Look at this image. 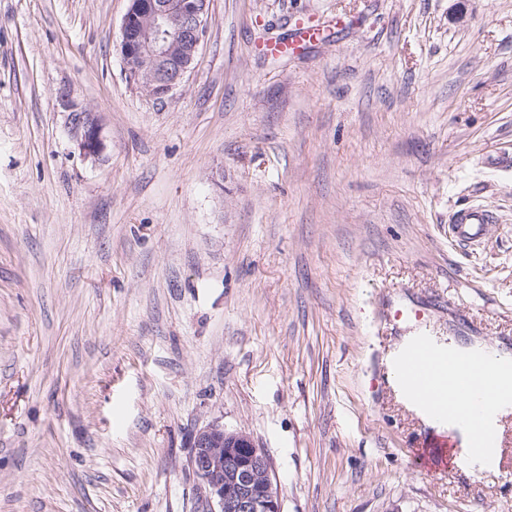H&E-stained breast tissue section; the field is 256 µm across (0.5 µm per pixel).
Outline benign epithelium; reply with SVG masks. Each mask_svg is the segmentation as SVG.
<instances>
[{
  "instance_id": "7a95c632",
  "label": "benign epithelium",
  "mask_w": 512,
  "mask_h": 512,
  "mask_svg": "<svg viewBox=\"0 0 512 512\" xmlns=\"http://www.w3.org/2000/svg\"><path fill=\"white\" fill-rule=\"evenodd\" d=\"M119 50L129 83L154 97L182 86L204 41L210 0H128ZM60 99L68 111V132L84 157L104 150L97 113ZM191 465L200 480L206 512H282L266 453L242 432L213 423L192 436ZM262 471L265 480L255 482Z\"/></svg>"
}]
</instances>
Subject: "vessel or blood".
<instances>
[{"mask_svg": "<svg viewBox=\"0 0 512 512\" xmlns=\"http://www.w3.org/2000/svg\"><path fill=\"white\" fill-rule=\"evenodd\" d=\"M319 29L297 23L292 43L272 42L263 53L286 51L314 41ZM494 217L481 207H463L452 215L450 233L459 244L482 245ZM393 393L434 432L425 433L412 450L419 468H452L472 476L512 468V369L500 367L495 357L476 354L451 342H438L419 332L390 358ZM468 404L458 412L456 401ZM468 442L458 446V431Z\"/></svg>", "mask_w": 512, "mask_h": 512, "instance_id": "vessel-or-blood-1", "label": "vessel or blood"}]
</instances>
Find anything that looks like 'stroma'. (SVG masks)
Masks as SVG:
<instances>
[{
	"mask_svg": "<svg viewBox=\"0 0 512 512\" xmlns=\"http://www.w3.org/2000/svg\"><path fill=\"white\" fill-rule=\"evenodd\" d=\"M127 8L0 0V512H204L215 421L282 512H512V470L415 465L387 384L400 303L512 346V167L477 180L512 157V0H211L162 99L125 78ZM300 18L326 40L259 53ZM467 204L498 218L470 253ZM60 99L67 109L68 132L84 157L99 159L104 150L103 128L96 112L70 101L68 94L61 93Z\"/></svg>",
	"mask_w": 512,
	"mask_h": 512,
	"instance_id": "35a3bbf8",
	"label": "stroma"
}]
</instances>
